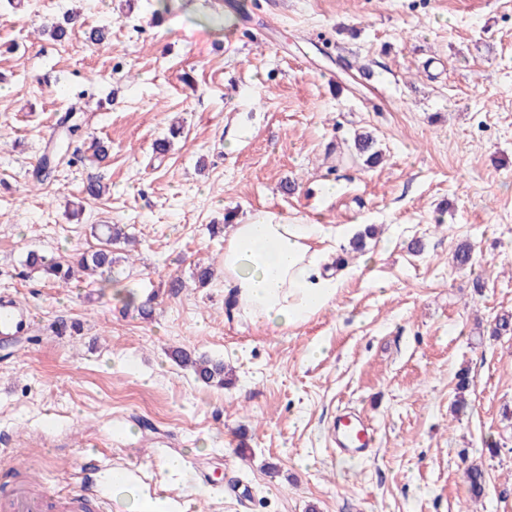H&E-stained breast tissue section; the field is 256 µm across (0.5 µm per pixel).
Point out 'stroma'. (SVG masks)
<instances>
[{
    "label": "stroma",
    "mask_w": 512,
    "mask_h": 512,
    "mask_svg": "<svg viewBox=\"0 0 512 512\" xmlns=\"http://www.w3.org/2000/svg\"><path fill=\"white\" fill-rule=\"evenodd\" d=\"M68 11L81 29L53 41ZM69 113L83 160L34 186ZM361 132L375 167L351 160ZM271 215L373 229L337 244L334 307L287 331L224 293L225 234ZM95 224L132 239L112 276L30 275L28 252L68 261ZM0 295L31 314L0 343V480L68 494L92 458L134 490L102 512H512V0H0ZM177 349L223 361L224 388ZM344 407L379 431L367 459L330 446Z\"/></svg>",
    "instance_id": "35a3bbf8"
}]
</instances>
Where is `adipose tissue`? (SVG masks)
<instances>
[{"instance_id": "obj_1", "label": "adipose tissue", "mask_w": 512, "mask_h": 512, "mask_svg": "<svg viewBox=\"0 0 512 512\" xmlns=\"http://www.w3.org/2000/svg\"><path fill=\"white\" fill-rule=\"evenodd\" d=\"M322 224L251 220L234 225L224 239V291L236 315L274 329L304 324L336 301L339 283L324 274L321 244L345 239Z\"/></svg>"}]
</instances>
